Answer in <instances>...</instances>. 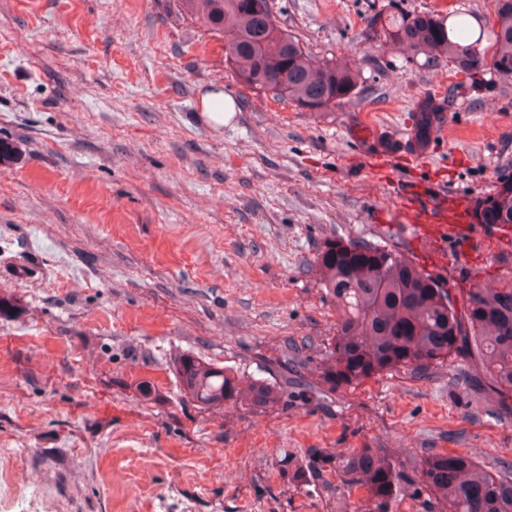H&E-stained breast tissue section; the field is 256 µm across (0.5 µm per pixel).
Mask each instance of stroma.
<instances>
[{
  "instance_id": "obj_1",
  "label": "stroma",
  "mask_w": 512,
  "mask_h": 512,
  "mask_svg": "<svg viewBox=\"0 0 512 512\" xmlns=\"http://www.w3.org/2000/svg\"><path fill=\"white\" fill-rule=\"evenodd\" d=\"M319 59L359 72L319 112L242 86L219 42L162 0H0V512H349L338 464L378 448L418 472L432 452L512 471V397L465 354L431 374L322 379L336 309L313 260L366 240L420 261L394 215L396 181L477 200L512 173V80L368 36L391 8L476 18L494 0H270ZM240 104L208 122L201 95ZM455 136L404 157L421 101ZM370 119L380 142L352 128ZM388 154L387 167L374 155ZM512 246L458 291L498 287ZM190 354L285 391L203 409L179 394ZM149 382L150 400L136 386ZM326 464L314 480L316 458Z\"/></svg>"
}]
</instances>
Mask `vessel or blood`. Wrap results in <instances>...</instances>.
Returning <instances> with one entry per match:
<instances>
[{
	"label": "vessel or blood",
	"instance_id": "obj_1",
	"mask_svg": "<svg viewBox=\"0 0 512 512\" xmlns=\"http://www.w3.org/2000/svg\"><path fill=\"white\" fill-rule=\"evenodd\" d=\"M397 193L398 222L415 243L424 246L432 266H446L452 251L469 264H479L487 256L488 240L512 242V226L507 224L483 235L474 208L460 197H430L425 183L418 180L402 181Z\"/></svg>",
	"mask_w": 512,
	"mask_h": 512
}]
</instances>
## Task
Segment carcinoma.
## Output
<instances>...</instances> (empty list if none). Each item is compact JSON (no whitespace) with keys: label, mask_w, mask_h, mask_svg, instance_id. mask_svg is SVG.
I'll return each instance as SVG.
<instances>
[{"label":"carcinoma","mask_w":512,"mask_h":512,"mask_svg":"<svg viewBox=\"0 0 512 512\" xmlns=\"http://www.w3.org/2000/svg\"><path fill=\"white\" fill-rule=\"evenodd\" d=\"M175 8L210 37L224 42L225 60L256 90L280 100L322 110L350 98L357 70L317 60L301 40L281 27L269 0H175ZM389 11L376 15L369 33L405 45L429 58L445 57L463 72L486 66L512 78V0H495L488 45L471 24L448 13ZM274 61L288 70V86H273ZM475 210L485 226L512 224V175L500 178L495 194ZM314 266L320 287L336 305V336L329 343L323 379L333 387L359 384L375 375L407 371L424 375L457 353L476 359L488 386L512 394V276L494 290L470 288L462 304L440 277L384 246L328 240ZM181 395L204 408L222 407L242 396L241 378L193 355L173 361ZM283 393L265 380L247 387L254 408L279 403ZM348 486L364 491L351 512H391L412 484L429 490L438 512H512V473L484 469L462 454L432 452L411 476L378 448H356L339 463Z\"/></svg>","instance_id":"cac0c4a2"}]
</instances>
